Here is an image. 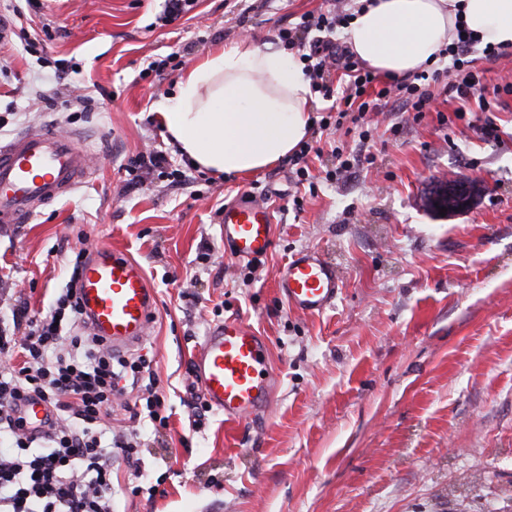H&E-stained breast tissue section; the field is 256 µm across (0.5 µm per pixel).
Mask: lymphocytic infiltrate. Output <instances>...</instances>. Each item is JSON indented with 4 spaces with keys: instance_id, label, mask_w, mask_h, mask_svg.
Returning a JSON list of instances; mask_svg holds the SVG:
<instances>
[{
    "instance_id": "lymphocytic-infiltrate-1",
    "label": "lymphocytic infiltrate",
    "mask_w": 512,
    "mask_h": 512,
    "mask_svg": "<svg viewBox=\"0 0 512 512\" xmlns=\"http://www.w3.org/2000/svg\"><path fill=\"white\" fill-rule=\"evenodd\" d=\"M349 20L343 12H309L296 26L277 33L288 48L302 51L305 75L316 92L337 100L331 113L319 120L320 130L341 127L347 120L359 124L391 103L424 112L431 102L425 84L439 81L441 70L380 83L378 75L359 67L334 38ZM476 43L472 33L461 28L444 53L455 76L451 91L464 101L478 98L486 112L487 91L511 95L512 84L486 88L470 57ZM336 72L344 81L338 91L332 81ZM372 86L378 93L374 100H365ZM124 170L132 188L157 171L170 172L177 185L190 180L161 153L131 157ZM80 319L77 283L72 280L50 314H32L21 305L13 309L11 320H0V512H112L113 450H120L130 467L140 466L137 434L113 436L106 422L122 383L141 390L151 422L167 424L149 361L115 354L97 337L67 333V326ZM32 395L55 412L50 431L41 437L29 433L16 414L19 403Z\"/></svg>"
}]
</instances>
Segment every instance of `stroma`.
<instances>
[{
    "label": "stroma",
    "mask_w": 512,
    "mask_h": 512,
    "mask_svg": "<svg viewBox=\"0 0 512 512\" xmlns=\"http://www.w3.org/2000/svg\"><path fill=\"white\" fill-rule=\"evenodd\" d=\"M39 2L30 34L80 70L59 80L20 41L0 48V140L47 125L80 133L93 174L28 223L0 225V311H49L84 245L112 244L145 269L157 307L138 351L170 418L142 430L139 470L115 461V512H512V95L490 107L494 139L456 118L460 102L439 81L421 118L379 113L367 139L312 129L323 153L308 181L284 159L184 186L152 174L130 189V157L155 149L182 163L155 108L178 76L148 72L151 61L172 53L184 69L219 44L274 41L331 0H198L164 28L163 0ZM79 93L95 97L90 111L66 108ZM336 147L365 160L330 180ZM443 175L491 188L441 216L422 196ZM244 192L275 213L252 282L220 238L225 204ZM309 249L343 271L320 315L289 309L274 286L277 268ZM229 317L267 338L282 384L251 420L212 410L199 424L192 356Z\"/></svg>",
    "instance_id": "obj_1"
}]
</instances>
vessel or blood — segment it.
Listing matches in <instances>:
<instances>
[{"instance_id": "b4317fda", "label": "vessel or blood", "mask_w": 512, "mask_h": 512, "mask_svg": "<svg viewBox=\"0 0 512 512\" xmlns=\"http://www.w3.org/2000/svg\"><path fill=\"white\" fill-rule=\"evenodd\" d=\"M89 170L72 138L51 129L0 143V223H26L42 206L71 193ZM273 224L271 209L255 199L225 205L220 221L225 252L239 262L266 257ZM274 282L289 308L308 314L333 306L342 290L338 268L317 250L295 255L277 269ZM79 298L85 325L113 352L132 350L147 336L155 291L143 267L124 251L107 244L88 253L80 269ZM191 375L194 390L228 422L264 412L280 383L265 337L235 317L208 328ZM18 412L37 435L48 432L55 420L52 408L36 397L22 402Z\"/></svg>"}]
</instances>
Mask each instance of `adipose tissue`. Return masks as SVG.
I'll use <instances>...</instances> for the list:
<instances>
[{
	"label": "adipose tissue",
	"mask_w": 512,
	"mask_h": 512,
	"mask_svg": "<svg viewBox=\"0 0 512 512\" xmlns=\"http://www.w3.org/2000/svg\"><path fill=\"white\" fill-rule=\"evenodd\" d=\"M460 22L481 45L512 49V0H358L345 35L364 67L403 78L436 63ZM303 67L278 43L243 38L215 49L157 103L161 125L200 171H264L309 137L315 95Z\"/></svg>",
	"instance_id": "1"
}]
</instances>
